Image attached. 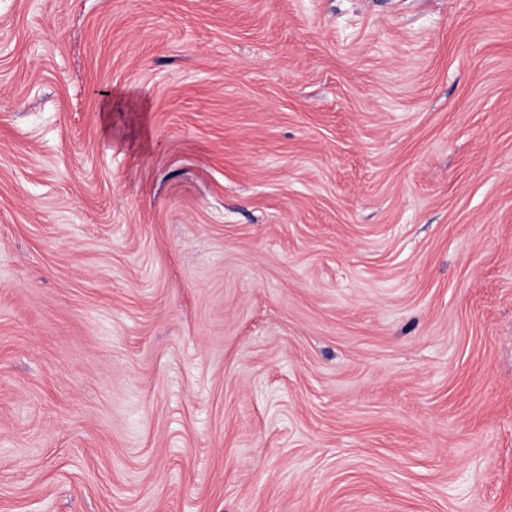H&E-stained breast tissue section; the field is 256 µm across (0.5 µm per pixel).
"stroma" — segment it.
Returning a JSON list of instances; mask_svg holds the SVG:
<instances>
[{
    "mask_svg": "<svg viewBox=\"0 0 512 512\" xmlns=\"http://www.w3.org/2000/svg\"><path fill=\"white\" fill-rule=\"evenodd\" d=\"M0 512H512V0H0Z\"/></svg>",
    "mask_w": 512,
    "mask_h": 512,
    "instance_id": "1",
    "label": "stroma"
}]
</instances>
